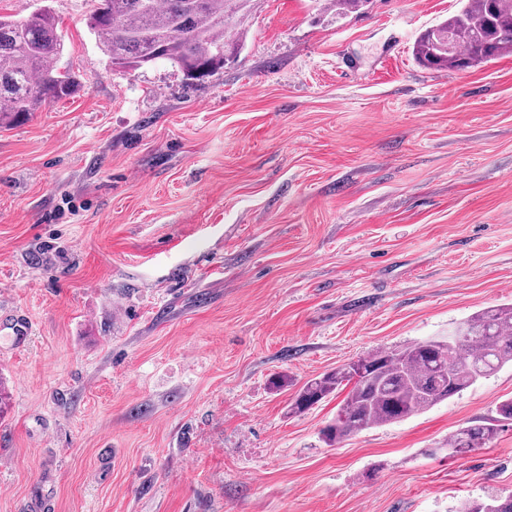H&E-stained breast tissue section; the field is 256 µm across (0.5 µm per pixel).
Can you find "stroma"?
Returning a JSON list of instances; mask_svg holds the SVG:
<instances>
[{"instance_id":"stroma-1","label":"stroma","mask_w":512,"mask_h":512,"mask_svg":"<svg viewBox=\"0 0 512 512\" xmlns=\"http://www.w3.org/2000/svg\"><path fill=\"white\" fill-rule=\"evenodd\" d=\"M95 0L49 7L81 82L0 126V512H460L512 491V366L327 445L309 379L512 303V54L414 57L461 0H257L202 84L113 70ZM0 331L8 336H15L16 340L22 341L28 336L30 326L23 315L13 310H2L0 314ZM496 415L486 424L461 427L448 441V447L458 448L456 453L489 447L498 433V427L512 424V398L499 403Z\"/></svg>"}]
</instances>
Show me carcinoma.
<instances>
[{
  "instance_id": "carcinoma-1",
  "label": "carcinoma",
  "mask_w": 512,
  "mask_h": 512,
  "mask_svg": "<svg viewBox=\"0 0 512 512\" xmlns=\"http://www.w3.org/2000/svg\"><path fill=\"white\" fill-rule=\"evenodd\" d=\"M253 0H98L89 27L112 69L126 71L162 60L189 84L214 76L238 50L224 38L242 23ZM455 46L448 51V37ZM64 41L50 11L23 21L0 16V122L42 104L73 96L78 83L57 67ZM512 52V0H465L425 30L415 55L425 67L465 71ZM455 340L429 338L400 349H376L307 381L288 406L300 415L334 393L347 391L336 418L323 430L333 445L357 432L422 413L512 365V305L492 307L464 322ZM502 424H512V398L499 403L486 424L456 431L448 447L463 453L487 448ZM462 512H512V493L489 503L467 502Z\"/></svg>"
}]
</instances>
